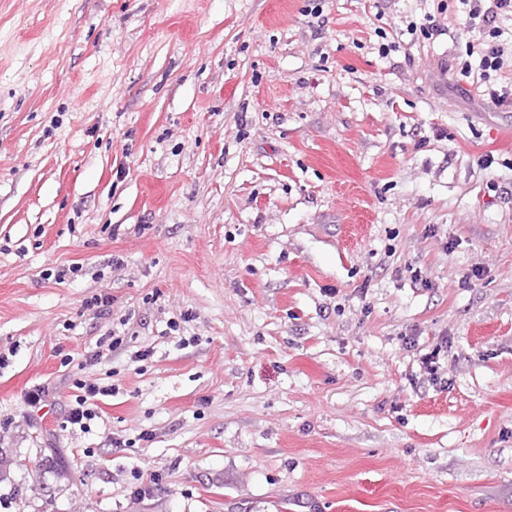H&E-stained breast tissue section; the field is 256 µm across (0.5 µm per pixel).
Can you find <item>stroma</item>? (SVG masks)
<instances>
[{"instance_id": "35a3bbf8", "label": "stroma", "mask_w": 512, "mask_h": 512, "mask_svg": "<svg viewBox=\"0 0 512 512\" xmlns=\"http://www.w3.org/2000/svg\"><path fill=\"white\" fill-rule=\"evenodd\" d=\"M433 8L0 0V512H512V105ZM448 350V341H441L439 344L432 349V351L422 354L420 356V368L423 369L424 374L427 375L429 381H432L433 384L439 383L440 385L445 383V379L440 376V364L439 358L441 352H446ZM73 386L77 394L66 410L65 421L63 422L65 429L68 424L72 427L78 426L82 432H89L90 422L98 416L97 400L100 396H112L115 391L113 385L105 386L99 382V379L84 377L76 378Z\"/></svg>"}]
</instances>
